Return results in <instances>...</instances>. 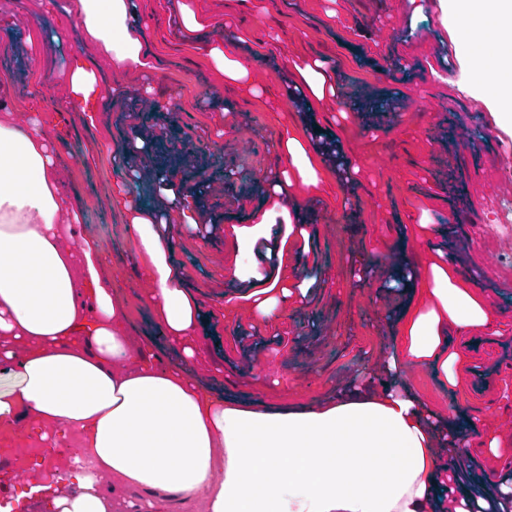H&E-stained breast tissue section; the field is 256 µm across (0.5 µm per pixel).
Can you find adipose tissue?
I'll return each instance as SVG.
<instances>
[{
	"label": "adipose tissue",
	"instance_id": "adipose-tissue-1",
	"mask_svg": "<svg viewBox=\"0 0 512 512\" xmlns=\"http://www.w3.org/2000/svg\"><path fill=\"white\" fill-rule=\"evenodd\" d=\"M464 20L459 47L475 76L497 70L499 95L512 123V0H440ZM78 22L103 39L115 68L138 61L141 24L134 0H80ZM233 34L205 51L225 85L253 94L262 54L242 57ZM69 109L82 112L103 82L82 59L69 71ZM61 156L44 115L0 121V424L82 446L54 471L53 512H110L101 484L139 487L154 497L138 512H167L168 497L206 496V512H446L437 449L459 437L467 419L435 423L409 383L367 384L331 393L310 410L233 399L189 370L203 334L201 304L188 291L189 271L173 260L172 225H196L184 206L189 186L162 184L167 210L151 197L129 208L143 260L146 307L171 346L168 362L130 350L128 302L104 276L101 249L87 239L64 242L63 219L81 210L58 178ZM434 296L459 325L484 323L487 307L447 277ZM435 312L400 319L395 347L435 371H447L448 338Z\"/></svg>",
	"mask_w": 512,
	"mask_h": 512
}]
</instances>
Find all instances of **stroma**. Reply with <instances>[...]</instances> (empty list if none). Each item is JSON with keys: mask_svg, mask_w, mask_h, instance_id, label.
<instances>
[{"mask_svg": "<svg viewBox=\"0 0 512 512\" xmlns=\"http://www.w3.org/2000/svg\"><path fill=\"white\" fill-rule=\"evenodd\" d=\"M168 0H136L145 64L115 70L103 41L82 29L67 40L54 32L68 8L50 0H12L0 10V119L22 123L52 95L65 111L70 87L65 69L81 56L98 75L120 81L117 100L100 101L71 114L49 133L69 158L58 171L83 211L78 234L97 240L114 281L129 301L131 347H168L142 299L146 286L134 264L137 244L127 212L113 193L124 172L118 166L131 135L163 138L181 156L175 174L182 182L206 175L211 188L195 210L199 227L178 224L176 262L190 272L188 290L206 310L207 345L193 364L198 379L226 388L230 397H261L280 408H311L324 402L328 386L389 384L393 354L389 336L406 311L427 312L435 301L426 284L433 264L445 261L452 284L486 303L484 324L455 328L451 350H464L452 380L416 366L411 384L438 420L453 423L465 413L473 423L467 456L476 469L471 481L497 495L503 469L489 470L488 457L512 458V428L491 415H512V400L497 399L492 387L512 370V290L488 273L483 228L492 222L485 198L493 195V160L512 128L501 126L494 90L501 79L487 72L475 84L469 60L457 51L459 29L443 21L433 0H187L213 27L199 32L172 28L164 20ZM240 35L242 54L261 51L268 59L254 75L258 95L236 105L218 96L224 80L197 43L223 37V23ZM319 56L334 64L337 82L364 88L380 101L395 99L397 112L364 116L337 112L334 103L310 99L295 106L284 90L298 68ZM152 82L153 99L174 91L186 100L178 123L143 110L135 93ZM440 102L436 112L419 110V98ZM485 105L473 111L472 101ZM319 128L361 172L344 192L338 172L325 167L311 133ZM261 170L287 168L296 191L315 197L309 255L287 245L281 259L259 266L266 280L229 283L234 269L249 270L251 241L263 234L267 212L279 224L294 215L275 212L256 178L241 177L248 164ZM310 167L317 183L304 186L300 170ZM237 180H229V173ZM468 210H461L463 201ZM399 250L418 270L414 281L395 284L388 269L366 288L350 268L368 256ZM299 295L283 297V288ZM285 298L287 311L276 327L257 322L263 300Z\"/></svg>", "mask_w": 512, "mask_h": 512, "instance_id": "obj_1", "label": "stroma"}]
</instances>
